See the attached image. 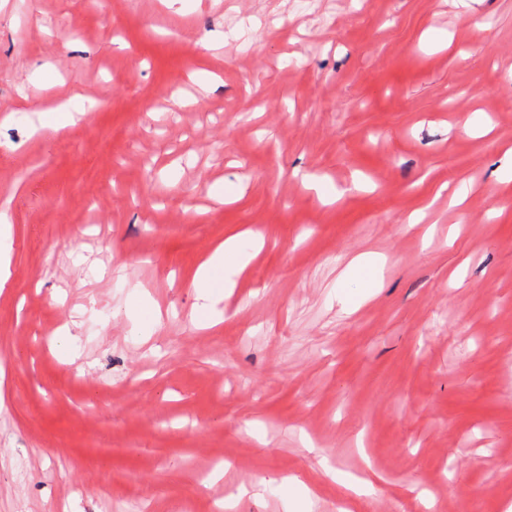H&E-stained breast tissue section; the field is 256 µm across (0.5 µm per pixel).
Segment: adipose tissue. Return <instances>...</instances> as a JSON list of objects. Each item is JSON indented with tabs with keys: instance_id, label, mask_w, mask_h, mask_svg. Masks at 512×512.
Segmentation results:
<instances>
[{
	"instance_id": "adipose-tissue-1",
	"label": "adipose tissue",
	"mask_w": 512,
	"mask_h": 512,
	"mask_svg": "<svg viewBox=\"0 0 512 512\" xmlns=\"http://www.w3.org/2000/svg\"><path fill=\"white\" fill-rule=\"evenodd\" d=\"M260 241V234L254 231L227 237L199 265L192 286L199 302L198 313L206 325L222 321L223 314L215 305L225 291L234 287L236 277L255 256Z\"/></svg>"
}]
</instances>
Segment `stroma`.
Instances as JSON below:
<instances>
[{
	"label": "stroma",
	"instance_id": "1",
	"mask_svg": "<svg viewBox=\"0 0 512 512\" xmlns=\"http://www.w3.org/2000/svg\"><path fill=\"white\" fill-rule=\"evenodd\" d=\"M511 148L512 0H0V512H210L289 476L313 512H504ZM247 229L197 327V267ZM33 114L37 116L39 121V125H33L31 128L34 133L45 127L57 131L75 123V113L73 112H34ZM10 223L6 214H0V286L4 288L9 276V253L11 248ZM261 235L245 231L227 237L216 246L199 265L191 287L194 288L197 310L207 326L223 320V312L215 304L223 299L224 291L234 288L237 277L255 256ZM126 308L133 324L132 334L135 336L151 333L159 324L160 314L157 307L139 294L131 296Z\"/></svg>",
	"mask_w": 512,
	"mask_h": 512
}]
</instances>
